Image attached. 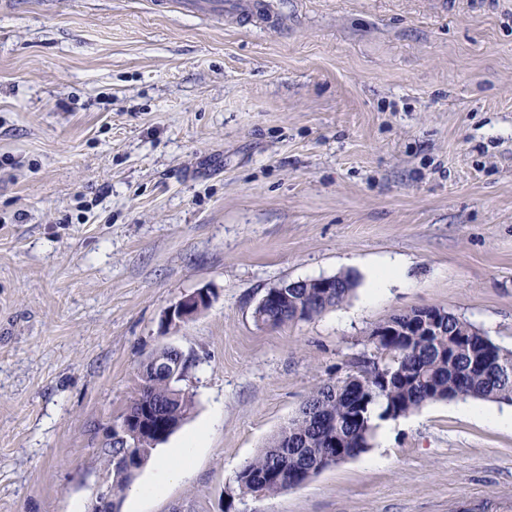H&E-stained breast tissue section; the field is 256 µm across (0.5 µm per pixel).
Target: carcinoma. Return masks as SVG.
Returning a JSON list of instances; mask_svg holds the SVG:
<instances>
[{
	"mask_svg": "<svg viewBox=\"0 0 512 512\" xmlns=\"http://www.w3.org/2000/svg\"><path fill=\"white\" fill-rule=\"evenodd\" d=\"M331 286L320 288L317 281H303L280 290V296L255 308L257 323L278 327L291 321L312 317L343 303L354 289L348 275L330 278ZM464 337L466 347L457 346ZM397 361L376 356L353 362L352 374L363 380L371 394L360 410L343 396L345 380L323 383L312 389L304 407L313 414H298L288 424V454L280 455L281 436L277 435L236 475L262 485L269 496L296 488L317 476L323 468L322 455L341 450L355 457L370 447L376 421L406 416L424 404L452 401L458 395L467 398L512 404V350L484 335L473 324L452 313L440 336H395ZM194 407L192 393L176 385V380L145 369L136 396L127 407L135 418L151 413L176 428ZM164 439L154 435L135 448L123 441L99 445V458L106 467L112 488L121 492L132 481L124 467L111 466L114 453L153 450Z\"/></svg>",
	"mask_w": 512,
	"mask_h": 512,
	"instance_id": "carcinoma-1",
	"label": "carcinoma"
}]
</instances>
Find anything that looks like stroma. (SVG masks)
Listing matches in <instances>:
<instances>
[{
	"mask_svg": "<svg viewBox=\"0 0 512 512\" xmlns=\"http://www.w3.org/2000/svg\"><path fill=\"white\" fill-rule=\"evenodd\" d=\"M239 2L0 5V512H88L92 428L166 346L196 358L195 408L154 454L205 437L121 512H512V431L454 401L299 488L236 483L392 315L512 349V0H271L263 24ZM340 274L342 304L255 322L268 288ZM212 296L207 289H198L184 295L167 312L168 325H180L193 320L211 305Z\"/></svg>",
	"mask_w": 512,
	"mask_h": 512,
	"instance_id": "obj_1",
	"label": "stroma"
}]
</instances>
